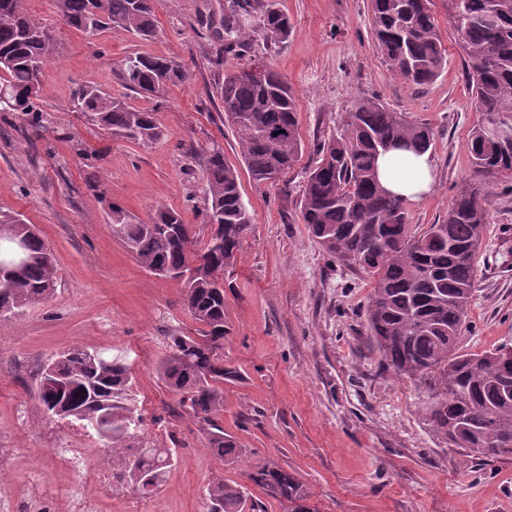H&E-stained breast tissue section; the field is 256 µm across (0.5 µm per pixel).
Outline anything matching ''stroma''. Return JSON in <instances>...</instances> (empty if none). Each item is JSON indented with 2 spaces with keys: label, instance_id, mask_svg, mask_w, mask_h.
<instances>
[{
  "label": "stroma",
  "instance_id": "35a3bbf8",
  "mask_svg": "<svg viewBox=\"0 0 512 512\" xmlns=\"http://www.w3.org/2000/svg\"><path fill=\"white\" fill-rule=\"evenodd\" d=\"M230 0H164L158 32L143 40L122 30L91 37L66 26L55 0H25L28 12L56 32L58 53L47 63L39 103L47 128L0 112V211L21 214L52 249L57 284L45 303L0 320V440L16 450L9 493L28 495L31 474L52 486L75 472L49 448L48 435L75 433L47 418L36 399L40 367L73 346L125 358L133 376L142 429L176 454L158 489L143 496L116 488L101 512H201L212 476L246 486L252 512H284L247 475L267 459L309 485L319 512H512V457L477 460L438 439L419 407L422 391L380 363L365 326L372 283L327 253L301 215L306 176L324 140L339 136L351 108L378 98L434 133L436 185L408 204L411 224L441 221L467 181V142L480 119L454 35L449 0L433 10L448 63L423 87L401 82L377 51L369 0H276L291 24L278 43L254 33L248 56L270 63L294 92L301 153L275 182L245 172L236 133L217 97L223 69L211 61L222 45L218 28L199 14L221 17ZM135 53L164 55L191 77L171 87L157 117L161 141L144 149L104 134L70 106L78 85L94 83L127 96L116 63ZM218 146L241 170V193L253 216L236 265L224 273L225 435L242 450L227 465L198 425L178 414V397L157 367L169 338L197 335L184 310L179 281L145 270L113 232L109 203L137 221L157 206L177 211L206 242L207 201L192 155ZM463 351L512 346V184L492 186Z\"/></svg>",
  "mask_w": 512,
  "mask_h": 512
}]
</instances>
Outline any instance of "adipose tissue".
<instances>
[{
  "label": "adipose tissue",
  "mask_w": 512,
  "mask_h": 512,
  "mask_svg": "<svg viewBox=\"0 0 512 512\" xmlns=\"http://www.w3.org/2000/svg\"><path fill=\"white\" fill-rule=\"evenodd\" d=\"M378 179L383 188L404 197L419 201L433 191L434 165L430 154L415 155L403 150H391L377 160Z\"/></svg>",
  "instance_id": "obj_1"
}]
</instances>
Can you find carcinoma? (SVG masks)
Listing matches in <instances>:
<instances>
[{"instance_id": "1", "label": "carcinoma", "mask_w": 512, "mask_h": 512, "mask_svg": "<svg viewBox=\"0 0 512 512\" xmlns=\"http://www.w3.org/2000/svg\"><path fill=\"white\" fill-rule=\"evenodd\" d=\"M24 0H0V112H19L32 125L43 121L29 88L41 82L43 66L58 50L50 27L25 12ZM433 0H370V24L377 50L391 72L409 86L433 82L447 62L432 10ZM450 19L464 55L475 107L484 120L471 130V172L448 215L415 230L406 201L385 191L376 176L382 145L400 143L416 152L433 145L432 129L391 112L377 99L357 102L347 113L345 133L319 146L315 166L302 191V219L324 248L373 282L365 319L385 368L418 382L428 401L422 412L434 434L467 455L512 457V396H501L498 350L462 352L457 340L466 323L475 288V256L487 223L489 187L512 179V0H450ZM161 0H55L63 22L89 35L120 29L142 39L154 36ZM274 41L288 39V18L275 0H233L224 14V48L211 64L239 58L253 30ZM262 66L257 77L253 68ZM229 70L219 86L224 116L236 132L253 181L267 183L292 167L301 152L297 106L288 82L267 63ZM118 77L126 89L155 100L136 108L100 86L78 87L74 111L88 123L142 148L164 135L157 119L170 85L189 71L153 54L126 57ZM208 199L209 238L195 249L193 229L179 213L161 206L150 223H134L119 205H110L112 226L146 270L181 278L184 307L202 326L199 336L170 337L159 371L180 395V406L206 433L212 454L234 463L242 449L219 423L224 411V271L234 266L252 216L243 203L238 170L213 147L197 156ZM27 243L21 277L0 286V318L21 315L49 300L56 261L33 224L0 212ZM52 362L55 384L38 376L37 400L49 418L76 420L92 428L103 447L131 455L125 484L132 490L147 481L158 487L174 450L148 445L138 434L140 415L133 404L132 376L125 359L80 347ZM264 493L288 512H317L313 493L293 473L267 460L248 474ZM244 487L213 476L204 491L203 512H242Z\"/></svg>"}]
</instances>
